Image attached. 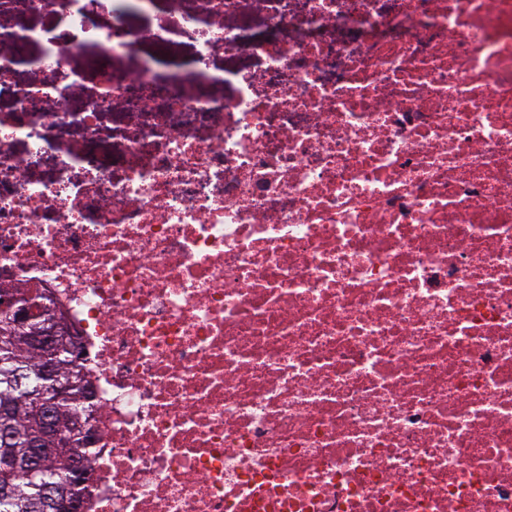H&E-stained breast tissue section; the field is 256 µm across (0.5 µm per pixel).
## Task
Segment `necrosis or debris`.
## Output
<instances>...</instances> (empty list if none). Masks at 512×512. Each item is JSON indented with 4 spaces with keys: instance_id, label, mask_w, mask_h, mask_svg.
Returning a JSON list of instances; mask_svg holds the SVG:
<instances>
[{
    "instance_id": "necrosis-or-debris-1",
    "label": "necrosis or debris",
    "mask_w": 512,
    "mask_h": 512,
    "mask_svg": "<svg viewBox=\"0 0 512 512\" xmlns=\"http://www.w3.org/2000/svg\"><path fill=\"white\" fill-rule=\"evenodd\" d=\"M185 2L149 56L154 0L0 9V288L91 375L81 512H512V0Z\"/></svg>"
}]
</instances>
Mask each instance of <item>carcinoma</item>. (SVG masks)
I'll list each match as a JSON object with an SVG mask.
<instances>
[{"mask_svg": "<svg viewBox=\"0 0 512 512\" xmlns=\"http://www.w3.org/2000/svg\"><path fill=\"white\" fill-rule=\"evenodd\" d=\"M5 330L7 316L1 309L0 406H9V413L0 415V428L12 431L13 441L6 448L0 446V461L6 456L13 461L22 459L31 452L27 446L28 439L38 432L42 404L50 402L61 425L62 435L69 440L71 448L85 464L82 465L83 475H75L70 468V458L53 451V440H46L43 444L46 451L42 475L36 479L26 478L15 467L7 471L0 467V512H55V508L43 501V486L52 482L69 483L68 500L77 505L85 492L84 474L94 469L95 458L92 449L83 444L81 434L71 426L70 412L78 408H85L91 413L95 411L94 402H82L85 398L82 382L88 381V373L83 364L71 359L68 351H63L60 358L73 380V387L68 398L53 401L50 396L51 382L41 378L36 371V353L24 346L21 337L6 336ZM18 370L27 374L28 384L22 389L16 385Z\"/></svg>", "mask_w": 512, "mask_h": 512, "instance_id": "1", "label": "carcinoma"}]
</instances>
